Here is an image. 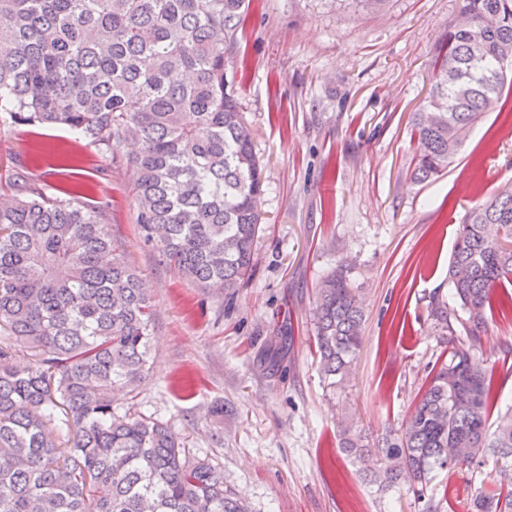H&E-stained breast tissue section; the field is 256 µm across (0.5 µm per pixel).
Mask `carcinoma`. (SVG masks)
<instances>
[{"mask_svg": "<svg viewBox=\"0 0 512 512\" xmlns=\"http://www.w3.org/2000/svg\"><path fill=\"white\" fill-rule=\"evenodd\" d=\"M245 0H0V121L66 126L108 157L132 159L137 224L158 256L198 288L233 290L253 271L261 165L228 78ZM432 61L414 115L413 177L448 170L460 133L500 112L512 89V0H466ZM339 264L314 312L321 372L340 389L361 342L363 303ZM461 319L430 315L448 358L432 371L405 429L366 465L360 435L344 450L381 489L404 476L418 497L435 469L502 462L512 483V408L498 410L478 331L512 282V186L478 199L448 266ZM151 301L106 227L105 212L49 194L12 171L0 183V512H249L224 472L177 446L152 415H118L148 373ZM468 336H457L454 323ZM38 360L17 361L16 347ZM497 415L495 429L489 420ZM478 512H512V488L479 494Z\"/></svg>", "mask_w": 512, "mask_h": 512, "instance_id": "obj_1", "label": "carcinoma"}]
</instances>
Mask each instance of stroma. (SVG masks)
I'll return each instance as SVG.
<instances>
[{
	"label": "stroma",
	"instance_id": "1",
	"mask_svg": "<svg viewBox=\"0 0 512 512\" xmlns=\"http://www.w3.org/2000/svg\"><path fill=\"white\" fill-rule=\"evenodd\" d=\"M465 0H248L228 66L262 164L254 272L240 288L203 290L159 264L135 221L132 146L106 158L65 127L0 126V173L101 205L107 228L150 290L146 380L118 413L155 416L181 447L219 466L253 512H476L498 490L494 461L381 490L341 450L402 431L445 345L429 315L450 300L456 230L477 191L512 184V125L492 112L446 174L413 180L412 119L429 66ZM363 301L361 346L342 392L315 354V287L341 261ZM477 351L501 406H512V314L494 312Z\"/></svg>",
	"mask_w": 512,
	"mask_h": 512
}]
</instances>
